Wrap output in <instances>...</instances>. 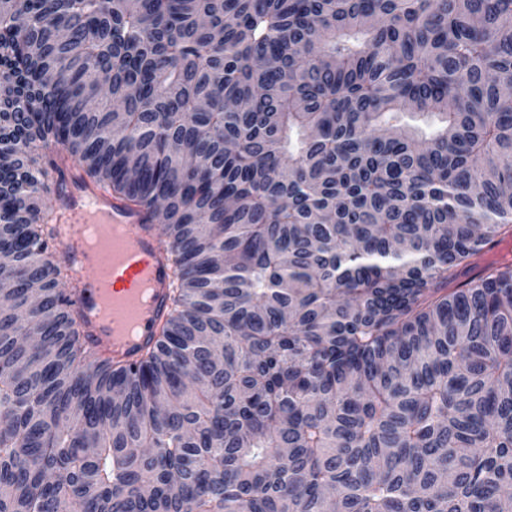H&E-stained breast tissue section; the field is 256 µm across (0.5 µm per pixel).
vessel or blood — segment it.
Wrapping results in <instances>:
<instances>
[{"instance_id":"1","label":"vessel or blood","mask_w":512,"mask_h":512,"mask_svg":"<svg viewBox=\"0 0 512 512\" xmlns=\"http://www.w3.org/2000/svg\"><path fill=\"white\" fill-rule=\"evenodd\" d=\"M57 203L68 215L62 259L72 279L84 286L75 303L85 340L99 354L130 358L150 342L168 311L170 270L161 236L144 212L106 190L85 188L76 176ZM90 222L98 226L102 248L94 258H80L72 243Z\"/></svg>"}]
</instances>
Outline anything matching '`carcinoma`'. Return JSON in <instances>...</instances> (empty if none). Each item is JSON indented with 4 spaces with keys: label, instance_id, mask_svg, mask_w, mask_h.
Here are the masks:
<instances>
[{
    "label": "carcinoma",
    "instance_id": "carcinoma-1",
    "mask_svg": "<svg viewBox=\"0 0 512 512\" xmlns=\"http://www.w3.org/2000/svg\"><path fill=\"white\" fill-rule=\"evenodd\" d=\"M506 86L512 0H0V512H512ZM70 159L163 225L132 360Z\"/></svg>",
    "mask_w": 512,
    "mask_h": 512
}]
</instances>
